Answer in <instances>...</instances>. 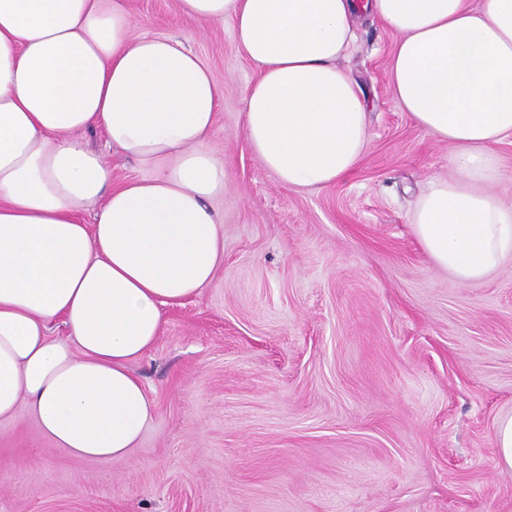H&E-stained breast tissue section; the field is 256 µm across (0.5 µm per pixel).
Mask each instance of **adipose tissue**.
<instances>
[{
    "label": "adipose tissue",
    "mask_w": 512,
    "mask_h": 512,
    "mask_svg": "<svg viewBox=\"0 0 512 512\" xmlns=\"http://www.w3.org/2000/svg\"><path fill=\"white\" fill-rule=\"evenodd\" d=\"M230 22L258 72L244 130L292 188L354 170L366 104L338 61L360 11L398 39L394 98L453 149L412 215L422 246L459 282L512 256V197L495 145L512 137V0H178ZM124 0H0V420L26 404L53 447L122 461L153 420L132 369L165 307L197 295L224 260L223 159L208 142L221 90L168 36H134ZM103 131L148 177L113 183L84 140ZM94 213L83 223L81 210ZM64 325L66 336L53 334Z\"/></svg>",
    "instance_id": "adipose-tissue-1"
}]
</instances>
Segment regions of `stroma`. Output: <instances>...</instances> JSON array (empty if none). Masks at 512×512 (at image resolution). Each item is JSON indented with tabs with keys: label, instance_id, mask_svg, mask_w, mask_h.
Returning a JSON list of instances; mask_svg holds the SVG:
<instances>
[{
	"label": "stroma",
	"instance_id": "stroma-1",
	"mask_svg": "<svg viewBox=\"0 0 512 512\" xmlns=\"http://www.w3.org/2000/svg\"><path fill=\"white\" fill-rule=\"evenodd\" d=\"M126 4L135 34L180 39L223 91L224 262L133 366L155 414L132 455L48 451L19 407L0 422V512H512L494 440L512 414V260L463 284L416 237L415 200L452 149L394 99L396 34L361 14L340 64L367 101L365 153L297 190L246 139L257 71L231 25Z\"/></svg>",
	"mask_w": 512,
	"mask_h": 512
}]
</instances>
